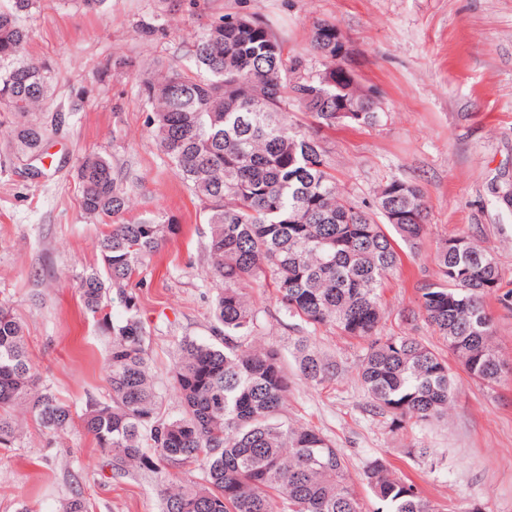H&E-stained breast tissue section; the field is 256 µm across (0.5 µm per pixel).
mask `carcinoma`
<instances>
[{
	"instance_id": "1",
	"label": "carcinoma",
	"mask_w": 512,
	"mask_h": 512,
	"mask_svg": "<svg viewBox=\"0 0 512 512\" xmlns=\"http://www.w3.org/2000/svg\"><path fill=\"white\" fill-rule=\"evenodd\" d=\"M38 0H0V110L24 118L12 130L20 157L37 160L48 133L41 117L51 95V71L28 57L23 18ZM345 46L334 24L314 27L310 48L324 69L288 78L281 44L268 26L221 17L194 44L189 65L148 70L140 77L163 154L198 199L210 225L208 266L215 286L212 339L186 338L170 375L183 409L165 417L147 350L148 332L130 283L173 227L132 215L125 192L103 155L77 170L80 206L107 218L99 238L102 269L85 273L77 290L85 311L112 336L109 404L89 402L77 418L109 458L112 470L163 474V512H362L348 461L319 430L284 415L288 371L281 351L249 343L258 326L245 288L271 280L281 310L313 329L332 327L365 343L359 377L370 404L400 429L411 420L443 418L452 394L448 362L416 336H381V292L397 267L386 228L413 247L428 234L421 188L393 177L380 187L375 211L338 190L320 132L371 126L382 113L364 102L347 111L360 87L338 67ZM296 101L313 118L303 129L288 113ZM462 248L437 247V278L418 288L417 310L466 372L498 382L504 364L494 346L484 296L500 287L495 256L468 236ZM124 310L112 320L109 306ZM300 375L313 385L333 381L336 361L303 336L295 343ZM21 407L45 430L75 425L69 405L44 386L23 329L0 302V446L9 448ZM201 463L202 477L181 469ZM362 480L376 512H438L415 485L382 459Z\"/></svg>"
}]
</instances>
